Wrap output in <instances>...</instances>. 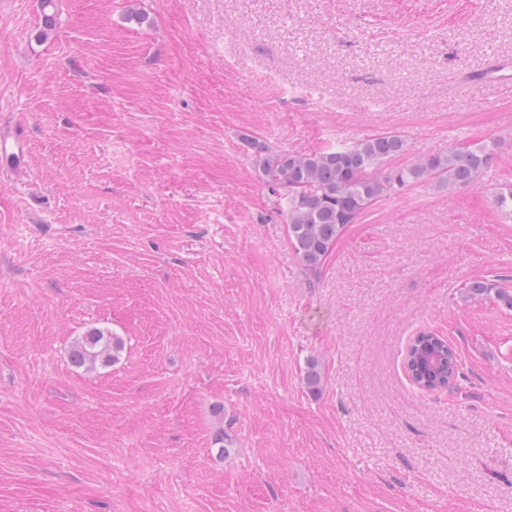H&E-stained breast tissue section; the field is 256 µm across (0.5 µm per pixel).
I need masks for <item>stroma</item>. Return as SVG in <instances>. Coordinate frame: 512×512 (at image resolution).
<instances>
[{"instance_id": "stroma-1", "label": "stroma", "mask_w": 512, "mask_h": 512, "mask_svg": "<svg viewBox=\"0 0 512 512\" xmlns=\"http://www.w3.org/2000/svg\"><path fill=\"white\" fill-rule=\"evenodd\" d=\"M493 56L512 0H59L49 31L0 0V129L28 151L0 175V512H512V310L460 296L512 289V90L471 80ZM388 131L411 160L502 147L306 271L248 138ZM93 327L125 348L87 372ZM423 330L450 389L404 370ZM464 300L475 298H494L508 309H512V292L502 288L497 279L477 278L465 283L463 287ZM123 340L109 329L93 327L71 346L69 358L77 368L91 370L119 359ZM429 355L433 364L423 361ZM404 368L411 382L423 391H440L453 386L461 375L460 357L444 336L419 332L404 354Z\"/></svg>"}]
</instances>
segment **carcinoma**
Here are the masks:
<instances>
[{
	"label": "carcinoma",
	"instance_id": "obj_1",
	"mask_svg": "<svg viewBox=\"0 0 512 512\" xmlns=\"http://www.w3.org/2000/svg\"><path fill=\"white\" fill-rule=\"evenodd\" d=\"M249 145L257 154L260 181L287 224L291 249L307 271L315 272L347 226L380 197L420 182L445 191L474 183L493 160L499 141L461 143L400 166L392 162L408 153V143L393 132L305 153L273 150L257 139L249 140ZM495 204L512 217V185L500 188ZM463 298H493L512 309V291L496 279L466 282ZM122 350L121 337L107 328L93 327L73 343L69 358L75 367L91 370L116 362ZM404 368L411 382L428 392L450 388L461 375L456 350L431 331H422L409 342ZM322 375L319 361L310 359L304 375L310 392H319Z\"/></svg>",
	"mask_w": 512,
	"mask_h": 512
}]
</instances>
